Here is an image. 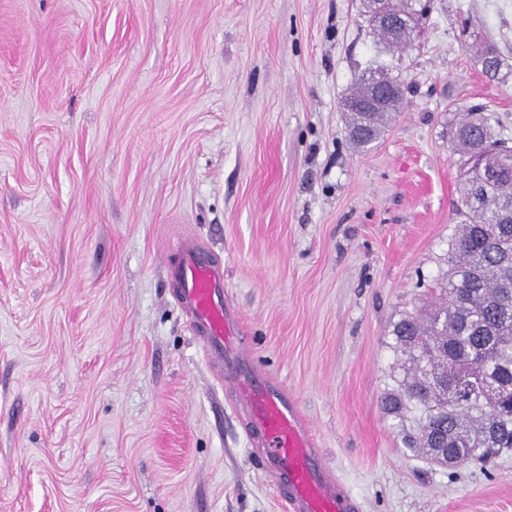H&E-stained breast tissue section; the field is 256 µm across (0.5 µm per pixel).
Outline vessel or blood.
Listing matches in <instances>:
<instances>
[{"instance_id": "1", "label": "vessel or blood", "mask_w": 512, "mask_h": 512, "mask_svg": "<svg viewBox=\"0 0 512 512\" xmlns=\"http://www.w3.org/2000/svg\"><path fill=\"white\" fill-rule=\"evenodd\" d=\"M178 302L191 314L210 360L235 387L239 408L266 446L262 468L284 487L293 512H354L353 499L316 448L309 424L271 378L258 375L238 317L224 305V270L184 243L175 271Z\"/></svg>"}]
</instances>
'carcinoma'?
<instances>
[{
    "label": "carcinoma",
    "mask_w": 512,
    "mask_h": 512,
    "mask_svg": "<svg viewBox=\"0 0 512 512\" xmlns=\"http://www.w3.org/2000/svg\"><path fill=\"white\" fill-rule=\"evenodd\" d=\"M392 8L403 23L391 28L378 23L366 8L369 25L387 42L410 39L416 10L410 0ZM486 74L499 72L502 59L493 44L481 41ZM397 87L390 105L369 112H353L349 102L348 138L358 149L378 139L384 122L399 110L404 83L386 76ZM493 115L481 106L467 110L455 131L457 151L465 158L463 190L456 213L463 217L451 238V266L440 287L441 302L425 313L410 314L393 325L395 350L409 355L412 369L401 390L389 393L385 406L392 415L414 414L416 430L404 437L406 448L431 457L446 450L453 465H486L512 448V146L495 138ZM490 169L495 177L486 178ZM493 379L499 391L490 397L482 385ZM463 395L448 398V387Z\"/></svg>",
    "instance_id": "cac0c4a2"
}]
</instances>
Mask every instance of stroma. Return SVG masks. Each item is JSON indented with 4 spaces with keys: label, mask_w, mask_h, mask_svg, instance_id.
<instances>
[{
    "label": "stroma",
    "mask_w": 512,
    "mask_h": 512,
    "mask_svg": "<svg viewBox=\"0 0 512 512\" xmlns=\"http://www.w3.org/2000/svg\"><path fill=\"white\" fill-rule=\"evenodd\" d=\"M377 66L405 98L361 152L340 100ZM475 105L512 139V0H433L390 50L359 0H0V512H287L174 297L186 241L359 512H512V449L429 463L382 403Z\"/></svg>",
    "instance_id": "stroma-1"
}]
</instances>
